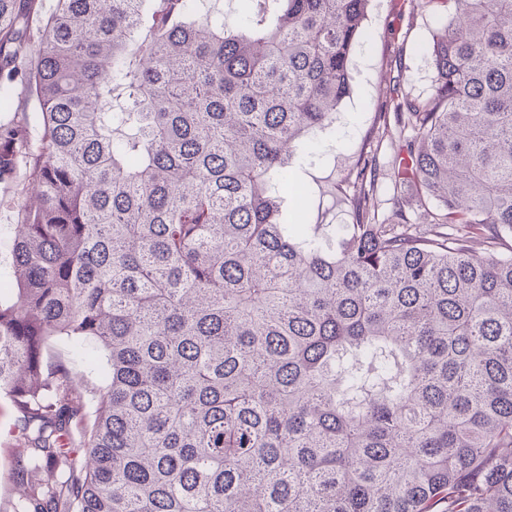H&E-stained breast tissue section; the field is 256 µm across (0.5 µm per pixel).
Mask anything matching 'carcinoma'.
Wrapping results in <instances>:
<instances>
[{"label": "carcinoma", "instance_id": "obj_1", "mask_svg": "<svg viewBox=\"0 0 512 512\" xmlns=\"http://www.w3.org/2000/svg\"><path fill=\"white\" fill-rule=\"evenodd\" d=\"M33 2L0 0L40 129L0 144L39 188L0 237V395L34 473L0 512H512V0H448L434 92L378 113L416 134L393 180L430 223L377 222L371 156L359 223L322 232L282 195L371 0L235 28L198 0ZM54 339L103 351L104 384ZM92 351V359L85 360L74 356L64 342L54 341L46 355V359L50 363L59 360L65 362L71 371L77 374L89 388L96 389L103 385L104 382L103 367L105 359L100 351L95 349H92Z\"/></svg>", "mask_w": 512, "mask_h": 512}]
</instances>
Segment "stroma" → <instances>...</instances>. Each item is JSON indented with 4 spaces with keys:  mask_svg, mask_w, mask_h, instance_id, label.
<instances>
[{
    "mask_svg": "<svg viewBox=\"0 0 512 512\" xmlns=\"http://www.w3.org/2000/svg\"><path fill=\"white\" fill-rule=\"evenodd\" d=\"M448 21L445 0H372L364 23L365 39L352 66L351 93L340 105L331 127L312 137L311 152L295 157L291 170L306 191L303 221L307 224H354L358 221L349 173L360 157L375 156L379 175L375 185L378 217L394 223L396 211L412 223L424 224L425 215L415 189H397L390 171L397 145L413 132L399 124L379 125L377 113L389 111L390 91L400 88L413 98H428L434 71L430 48L434 35ZM48 362L63 361L91 388L104 382L105 359L74 356L61 341L53 342ZM17 412L0 397V504L23 491L14 450L19 446L15 429Z\"/></svg>",
    "mask_w": 512,
    "mask_h": 512,
    "instance_id": "35a3bbf8",
    "label": "stroma"
}]
</instances>
